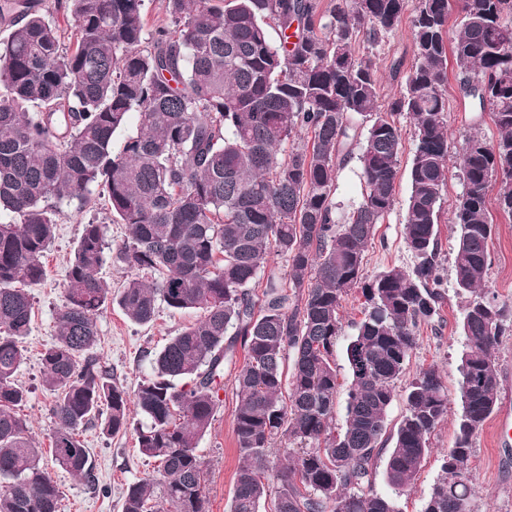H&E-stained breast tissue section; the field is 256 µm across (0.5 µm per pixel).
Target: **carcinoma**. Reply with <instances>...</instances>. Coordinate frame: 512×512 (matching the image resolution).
<instances>
[{
  "label": "carcinoma",
  "instance_id": "cac0c4a2",
  "mask_svg": "<svg viewBox=\"0 0 512 512\" xmlns=\"http://www.w3.org/2000/svg\"><path fill=\"white\" fill-rule=\"evenodd\" d=\"M167 22L148 29L144 0H0V512H60L62 495L43 449L17 409L30 290L60 206L106 198L126 226L118 250L134 272L117 296L101 279L105 225H82L67 271L54 341L42 354L52 461L94 484L80 432L128 428L157 475L128 483L122 512H208L207 468L198 445L219 402L225 367L235 374L239 464L229 512H401L408 488L448 415V390L433 367L405 389L389 427L396 383L424 325L436 328L439 224L450 162L464 189L452 271L468 295L460 331L462 403L453 444L421 512H473V440L495 411L496 352L512 310L481 289L491 262L490 207L512 217V0H163ZM462 20L453 39V11ZM410 14L414 58L385 108L369 55ZM74 22L69 42L51 16ZM277 38H272L271 33ZM463 99L490 112L497 136L478 133L451 148L448 56ZM136 115L122 148L114 134ZM413 124L404 243L413 257L364 277V260L396 203L403 128ZM311 145H295L302 131ZM291 144L288 153L282 147ZM357 160L362 201L336 202L339 171ZM288 262L282 279L271 256ZM357 290L363 318L346 346L350 386L336 431V341L342 302ZM116 302L136 324L160 305L203 317L152 358L153 376L134 393L95 352L97 318ZM294 356L291 376L284 374ZM287 464L277 487L265 476L275 443ZM386 457L395 496L371 489Z\"/></svg>",
  "mask_w": 512,
  "mask_h": 512
}]
</instances>
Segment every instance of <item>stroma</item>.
Here are the masks:
<instances>
[{
	"label": "stroma",
	"mask_w": 512,
	"mask_h": 512,
	"mask_svg": "<svg viewBox=\"0 0 512 512\" xmlns=\"http://www.w3.org/2000/svg\"><path fill=\"white\" fill-rule=\"evenodd\" d=\"M412 47V27L409 19L405 18L388 39L373 49L372 57L380 79L382 100H389L401 90L403 80L393 77L389 66L394 58H411ZM445 120L449 142L454 146L475 132L488 139L496 135V128L488 113L465 111L457 83L453 80L448 83ZM410 158V150H403L396 184V204L376 229L374 244L365 257V277H373L387 268H404L412 262L403 239ZM462 192L460 172L457 167H450L439 226L441 257L445 267L443 286L447 290V302L442 312L444 327L438 334L429 326L420 328L418 344L404 377L396 384L398 396L388 412L389 423H397L405 411L402 394L409 381L420 368L432 366L438 370L448 389V415L433 433V451L413 485L397 499L401 512H420L424 498L441 474V454L454 441L456 420L461 412L458 368L463 338L457 321L466 298L458 294L449 265L458 239L451 215ZM107 216L108 210L102 203L83 213L77 212L72 206L65 208L58 220L53 243L44 257L46 279L41 286L32 290V322L30 333L23 340L27 360L18 375L19 381L28 389L29 397L19 413L28 420L33 437L45 448L50 445L52 427L49 408L55 396L42 384L41 355L54 339L56 317L65 301L66 274L81 233V224L92 218L106 221ZM492 218L494 234L489 243L491 266L484 279V287L488 298L512 309V218L497 211L493 212ZM124 238L123 225L107 223L106 240L112 249H119ZM362 302L357 292H350L347 296L343 307L344 333L336 344L339 384L336 416L340 419L345 416L350 383L345 348L349 335L353 333L354 322L361 317ZM195 319V314L173 313L163 307L152 323L138 325L130 321L117 305L106 306L97 319L100 337L97 352L113 368L126 390H134L138 383L151 375V355ZM235 374V368L225 370L224 388L219 392L220 403L209 432L199 443V453L208 469L205 494L209 512H227L233 495L238 467L234 435V414L238 404ZM129 418L130 429L114 436L102 434L97 427L82 432L81 439L94 463V484L78 481L61 468L49 466L51 477L62 491L61 512H121V496L126 484L152 473L155 463L139 453L134 431L143 418L134 411L130 412ZM470 467L476 488L474 512H512V437L506 442H497L493 421H486L476 435Z\"/></svg>",
	"instance_id": "stroma-1"
}]
</instances>
